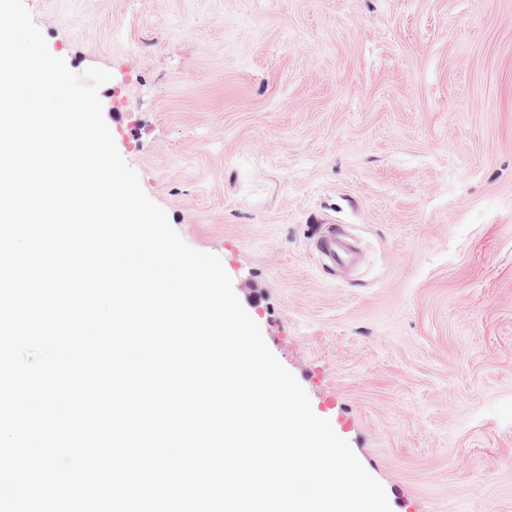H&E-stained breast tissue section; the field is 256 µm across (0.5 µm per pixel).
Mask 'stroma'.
I'll return each instance as SVG.
<instances>
[{
    "label": "stroma",
    "mask_w": 512,
    "mask_h": 512,
    "mask_svg": "<svg viewBox=\"0 0 512 512\" xmlns=\"http://www.w3.org/2000/svg\"><path fill=\"white\" fill-rule=\"evenodd\" d=\"M24 2L392 512H512V0Z\"/></svg>",
    "instance_id": "stroma-1"
}]
</instances>
